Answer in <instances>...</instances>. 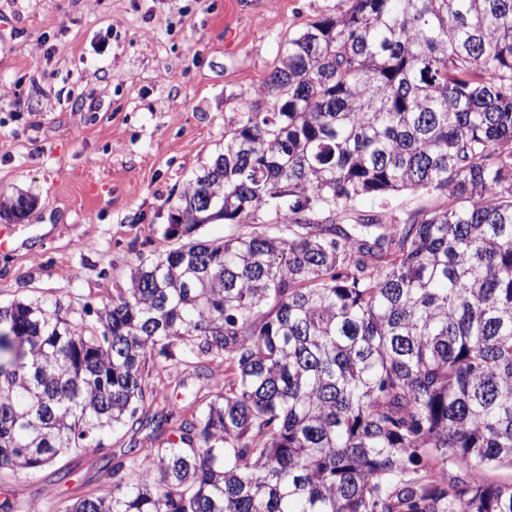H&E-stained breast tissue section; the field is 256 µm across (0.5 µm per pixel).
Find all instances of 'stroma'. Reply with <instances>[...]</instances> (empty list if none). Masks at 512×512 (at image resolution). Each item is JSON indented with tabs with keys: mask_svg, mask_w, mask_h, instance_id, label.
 <instances>
[{
	"mask_svg": "<svg viewBox=\"0 0 512 512\" xmlns=\"http://www.w3.org/2000/svg\"><path fill=\"white\" fill-rule=\"evenodd\" d=\"M349 0H0V302L118 301L151 259L189 180L257 101L288 37ZM11 476L25 512H51L108 474L100 453ZM34 203V197L31 195L20 194L17 197L0 196V218H19L23 216L27 209Z\"/></svg>",
	"mask_w": 512,
	"mask_h": 512,
	"instance_id": "obj_1",
	"label": "stroma"
}]
</instances>
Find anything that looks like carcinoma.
<instances>
[{"label": "carcinoma", "mask_w": 512, "mask_h": 512, "mask_svg": "<svg viewBox=\"0 0 512 512\" xmlns=\"http://www.w3.org/2000/svg\"><path fill=\"white\" fill-rule=\"evenodd\" d=\"M349 2L288 38L94 323L0 304L1 484L162 433L146 363L220 360L177 441L55 512H512L486 477L512 469V0ZM407 190L442 201L357 208ZM262 212L279 233L242 229Z\"/></svg>", "instance_id": "1"}]
</instances>
